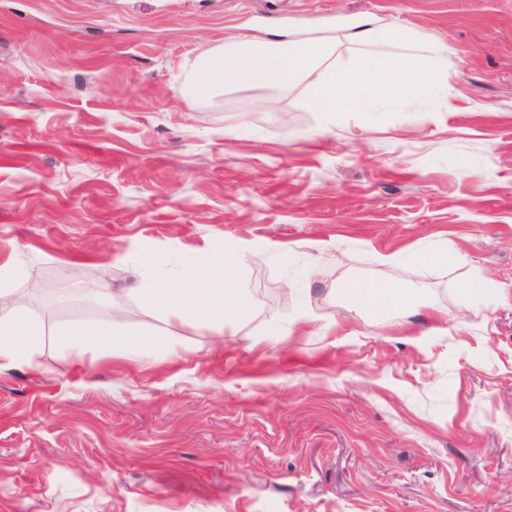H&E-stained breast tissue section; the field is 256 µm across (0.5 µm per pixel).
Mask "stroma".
I'll return each mask as SVG.
<instances>
[{
	"label": "stroma",
	"mask_w": 512,
	"mask_h": 512,
	"mask_svg": "<svg viewBox=\"0 0 512 512\" xmlns=\"http://www.w3.org/2000/svg\"><path fill=\"white\" fill-rule=\"evenodd\" d=\"M374 24L446 45L447 92L325 114L305 80L183 90L224 40ZM241 250L220 337L160 323L124 262L171 281ZM9 259L36 272L17 298L69 290L54 318L113 306L190 353L79 367L50 343L1 370L0 512H512V0H0ZM386 275L431 307L359 305ZM324 263L325 260L323 254L319 253L318 255L313 256L307 265L306 273L303 277V291L305 292L304 299L307 305L303 306L299 313L298 319L300 320L308 319L312 313V309L309 307L311 292L313 285L319 282L318 277L321 276V267L324 265Z\"/></svg>",
	"instance_id": "1"
}]
</instances>
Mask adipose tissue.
Returning a JSON list of instances; mask_svg holds the SVG:
<instances>
[{
  "label": "adipose tissue",
  "mask_w": 512,
  "mask_h": 512,
  "mask_svg": "<svg viewBox=\"0 0 512 512\" xmlns=\"http://www.w3.org/2000/svg\"><path fill=\"white\" fill-rule=\"evenodd\" d=\"M358 40L369 48H391L389 60L379 59L369 49L342 53V42L333 35L297 39L283 31L249 42L225 41L196 60L186 75L185 88L203 98L232 77L256 85L309 77L313 80L309 107L331 114L364 102L387 107L422 99L443 85L447 46L435 44L428 52L414 53L408 32L381 25L364 29ZM128 264L140 295L156 316L188 318L220 335L241 314L244 290L230 264L200 258L182 272L174 288L146 277L147 259L132 258ZM25 272V267L11 261L0 264V370L33 367L49 340L75 362L91 352L103 361L154 363L182 357L186 351L172 336L157 331L116 328L108 320H57L41 305L13 302L10 283ZM353 294L361 305L386 312L392 322L399 323L424 291L418 285L400 289L384 281L355 284Z\"/></svg>",
  "instance_id": "ef3b65f1"
}]
</instances>
